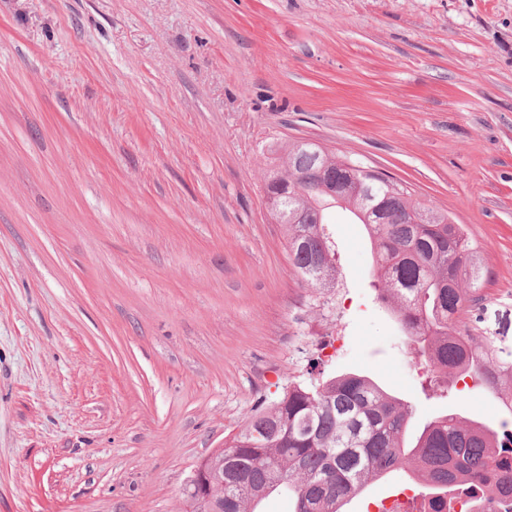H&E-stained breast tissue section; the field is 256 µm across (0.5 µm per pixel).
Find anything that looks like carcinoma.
<instances>
[{"mask_svg": "<svg viewBox=\"0 0 512 512\" xmlns=\"http://www.w3.org/2000/svg\"><path fill=\"white\" fill-rule=\"evenodd\" d=\"M321 146L294 143L264 179V192L322 165ZM329 179L346 194L345 209L364 226L373 253V287L396 315L407 342L426 358L424 395L448 397L463 383L498 395L499 429L451 411L427 420L408 438L415 407L358 371L311 377L248 416L224 441V512H256L274 493L288 494L292 512H341L344 503L396 470L438 499L465 495L461 508L512 512V488L492 497L497 480H512V358L493 336L476 334L472 305L484 299L480 249L460 224L443 214L434 224H409L420 209L404 187L345 159L327 154ZM384 204L386 223L368 213L366 194ZM336 199L311 185L281 196L294 215L285 225L288 257L311 291L333 287L336 250L325 211Z\"/></svg>", "mask_w": 512, "mask_h": 512, "instance_id": "obj_1", "label": "carcinoma"}]
</instances>
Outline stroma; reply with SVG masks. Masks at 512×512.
<instances>
[{"label":"stroma","instance_id":"obj_1","mask_svg":"<svg viewBox=\"0 0 512 512\" xmlns=\"http://www.w3.org/2000/svg\"><path fill=\"white\" fill-rule=\"evenodd\" d=\"M299 140L464 225L512 353V0H0V512H185L314 359L496 427L421 394L345 210L338 301L296 312L262 184Z\"/></svg>","mask_w":512,"mask_h":512}]
</instances>
